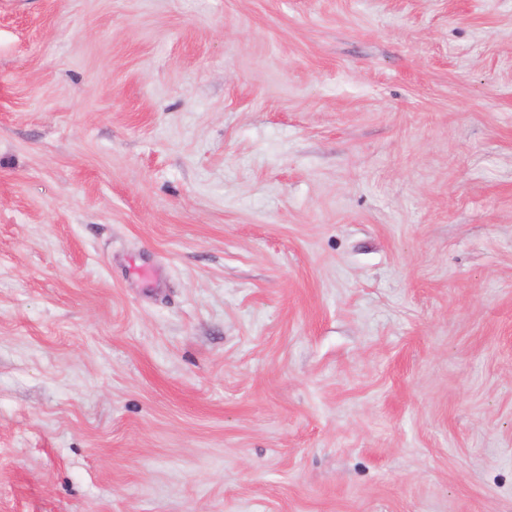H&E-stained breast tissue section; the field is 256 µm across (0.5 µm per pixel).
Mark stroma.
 Instances as JSON below:
<instances>
[{
    "label": "stroma",
    "instance_id": "1",
    "mask_svg": "<svg viewBox=\"0 0 512 512\" xmlns=\"http://www.w3.org/2000/svg\"><path fill=\"white\" fill-rule=\"evenodd\" d=\"M0 512H512V0H0Z\"/></svg>",
    "mask_w": 512,
    "mask_h": 512
}]
</instances>
